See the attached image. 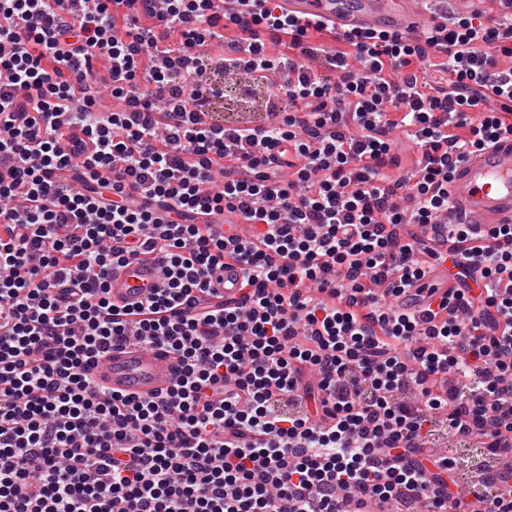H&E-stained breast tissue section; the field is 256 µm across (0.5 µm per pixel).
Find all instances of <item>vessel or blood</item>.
Returning <instances> with one entry per match:
<instances>
[{"label": "vessel or blood", "mask_w": 512, "mask_h": 512, "mask_svg": "<svg viewBox=\"0 0 512 512\" xmlns=\"http://www.w3.org/2000/svg\"><path fill=\"white\" fill-rule=\"evenodd\" d=\"M285 13L305 19L318 16L337 32L383 30L416 35L419 16L403 0H281ZM448 221L452 224L512 222V137L476 152L458 163L448 183ZM159 266L138 261L113 269L108 280L114 304L136 305L165 288ZM176 358L145 345L113 347L99 361L96 376L106 388L128 396L148 398L174 383Z\"/></svg>", "instance_id": "1"}]
</instances>
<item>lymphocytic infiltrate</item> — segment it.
Here are the masks:
<instances>
[{
    "label": "lymphocytic infiltrate",
    "mask_w": 512,
    "mask_h": 512,
    "mask_svg": "<svg viewBox=\"0 0 512 512\" xmlns=\"http://www.w3.org/2000/svg\"><path fill=\"white\" fill-rule=\"evenodd\" d=\"M215 45L285 74L275 123L209 121ZM502 56L512 16L409 38L280 0H0V512H458L430 411L512 455V225L448 221L454 166L512 136ZM397 130L417 180L386 175ZM423 253L459 287L387 306ZM146 260L166 288L112 305ZM129 343L177 358L167 393L95 381ZM109 296L116 305H136L162 288L166 280L155 262L138 261L114 268L108 280Z\"/></svg>",
    "instance_id": "f902f5d3"
}]
</instances>
